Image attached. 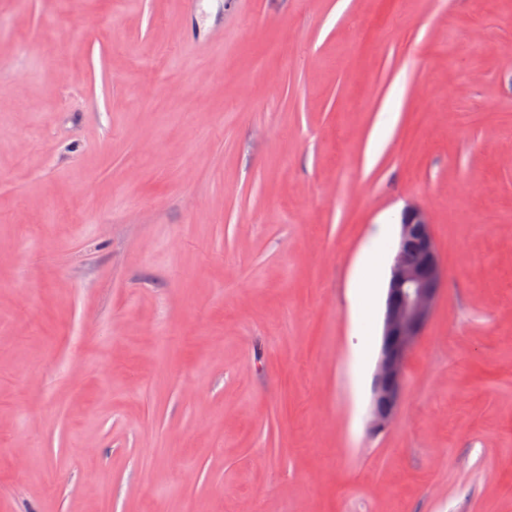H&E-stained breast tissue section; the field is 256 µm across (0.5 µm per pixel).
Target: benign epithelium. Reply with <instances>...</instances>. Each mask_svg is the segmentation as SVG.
<instances>
[{
    "label": "benign epithelium",
    "instance_id": "obj_1",
    "mask_svg": "<svg viewBox=\"0 0 512 512\" xmlns=\"http://www.w3.org/2000/svg\"><path fill=\"white\" fill-rule=\"evenodd\" d=\"M444 279L429 215L409 205L401 213L373 375L368 416L374 432L384 431L398 415L409 357L430 320Z\"/></svg>",
    "mask_w": 512,
    "mask_h": 512
}]
</instances>
